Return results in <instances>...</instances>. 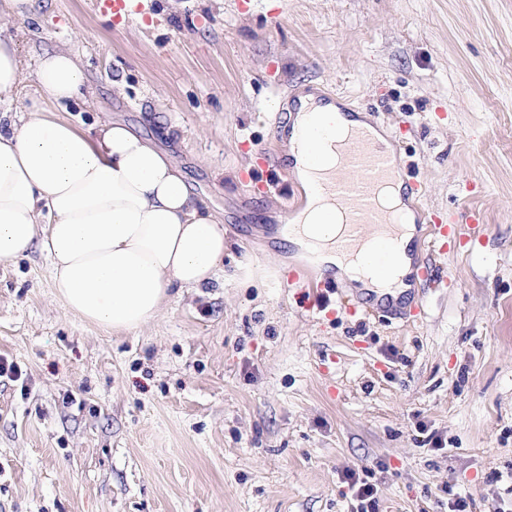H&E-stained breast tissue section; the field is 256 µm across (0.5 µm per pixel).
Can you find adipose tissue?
Returning a JSON list of instances; mask_svg holds the SVG:
<instances>
[{"label":"adipose tissue","instance_id":"ef3b65f1","mask_svg":"<svg viewBox=\"0 0 512 512\" xmlns=\"http://www.w3.org/2000/svg\"><path fill=\"white\" fill-rule=\"evenodd\" d=\"M45 101L0 126V262L39 248L52 267L65 308L115 332L146 325L172 290L198 289L224 272V226L193 191L170 154L121 120L79 128L56 114L92 94L78 55L44 52L27 70L13 35L0 34V109H11L28 81ZM292 169L307 193L305 208L280 229L297 253L377 298L410 290L406 226L383 277L370 249L337 252L340 230L299 153Z\"/></svg>","mask_w":512,"mask_h":512}]
</instances>
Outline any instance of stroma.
Wrapping results in <instances>:
<instances>
[{
	"instance_id": "stroma-1",
	"label": "stroma",
	"mask_w": 512,
	"mask_h": 512,
	"mask_svg": "<svg viewBox=\"0 0 512 512\" xmlns=\"http://www.w3.org/2000/svg\"><path fill=\"white\" fill-rule=\"evenodd\" d=\"M36 0L28 67L78 53L76 125L159 140L224 226V279L130 333L67 311L40 253L0 262V512H512V0ZM390 134L432 223L411 320L277 239L298 181L244 186L285 94ZM350 480L349 487L352 491V497L357 502L356 512H377L379 500L375 485L366 481L356 479L354 474L348 476Z\"/></svg>"
}]
</instances>
